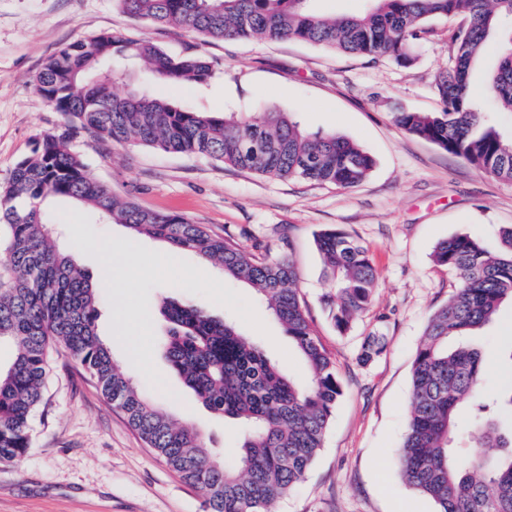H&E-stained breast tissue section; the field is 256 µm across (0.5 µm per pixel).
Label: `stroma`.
<instances>
[{
	"mask_svg": "<svg viewBox=\"0 0 512 512\" xmlns=\"http://www.w3.org/2000/svg\"><path fill=\"white\" fill-rule=\"evenodd\" d=\"M462 18L428 24L417 61L335 52L298 40L231 39L203 43L177 26H153L123 13L116 0H0V185L36 140L57 132L60 116L34 78L62 46L112 32L150 37L166 53L203 50L213 62L206 84L151 85L152 94L208 112L240 106L291 113L310 133L333 131L370 152L376 165L352 189L299 179L271 180L200 155H172L135 145H105L84 134L72 148L97 178L140 207L178 214L240 244L262 242L285 255L309 318L328 351L343 395L324 444L305 479L273 512H436L399 472L411 376L430 315L456 287L432 260L436 244L456 235L478 238L489 251L512 226V181L482 173L392 120L404 108L434 112V77L445 67ZM90 277L109 274L98 332L119 369L157 406L193 426L208 451L233 460L241 428L211 413L184 386L158 344L167 325L164 298L189 300L235 321L292 377L307 369L284 327L246 285L225 279L220 266L199 275L202 258L176 253L164 241L133 237L121 224L95 223L64 199L46 205ZM341 228L368 249L378 272L369 310L347 333L337 332L322 304L327 289L315 237ZM151 254L136 273L131 257ZM386 338L382 354L359 358L366 336ZM487 367V391L512 381V303L474 336ZM205 495L185 483L148 448L121 411L108 403L64 348L51 356L31 447L16 466H0V512H205Z\"/></svg>",
	"mask_w": 512,
	"mask_h": 512,
	"instance_id": "35a3bbf8",
	"label": "stroma"
}]
</instances>
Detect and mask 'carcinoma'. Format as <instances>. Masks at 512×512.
I'll return each instance as SVG.
<instances>
[{
	"mask_svg": "<svg viewBox=\"0 0 512 512\" xmlns=\"http://www.w3.org/2000/svg\"><path fill=\"white\" fill-rule=\"evenodd\" d=\"M121 9L154 26L179 25L204 42L235 38L294 39L343 53L385 57L401 65L416 60V47L433 18L461 17L448 66L435 76L437 112L400 110L393 122L481 172L512 180V135L469 92L470 76L485 43L512 0H369L358 15L327 17L313 0H116ZM141 61L140 83L202 85L213 65L204 53L170 55L149 37L124 41L100 33L48 57L35 76L38 92L61 117L62 130L39 139L0 185V343L16 354L0 369V466L16 465L28 452L53 347L62 345L84 367L103 397L185 482L206 493L207 512H271L272 505L305 477L323 445L342 388L283 258L258 257L232 239L175 214L145 210L117 196L92 175L71 148L81 129L107 144L136 143L168 154H195L273 180L298 178L352 188L375 160L357 142L334 131L310 134L288 112L227 109L221 115L187 108L133 88L112 91L127 62ZM494 111L512 112V41L487 83ZM49 198L87 206L100 219L126 225L132 235L160 239L175 251L218 264L229 280L253 287L303 357L307 376L285 374L236 325L176 299L163 302L169 324L160 349L202 403L237 420L243 436L231 465L204 449L198 431L182 425L141 393L117 367L98 333V292L74 256L50 240L42 209ZM328 291L325 311L340 333L365 313L378 275L368 251L348 234L327 229L316 237ZM433 260L455 274L448 303L429 318L416 353L405 435L400 449L403 480L431 499L437 512H512V433L499 423L507 401L483 387L484 357L471 343L512 302V227L500 232V249L455 236L437 243ZM471 402L472 426L459 428L458 408ZM496 448L477 457L466 442Z\"/></svg>",
	"mask_w": 512,
	"mask_h": 512,
	"instance_id": "1",
	"label": "carcinoma"
}]
</instances>
